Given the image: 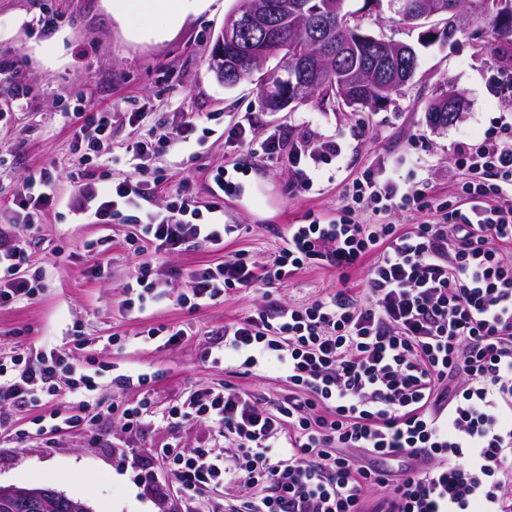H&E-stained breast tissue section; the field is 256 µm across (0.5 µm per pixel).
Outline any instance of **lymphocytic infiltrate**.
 <instances>
[{
    "instance_id": "lymphocytic-infiltrate-1",
    "label": "lymphocytic infiltrate",
    "mask_w": 512,
    "mask_h": 512,
    "mask_svg": "<svg viewBox=\"0 0 512 512\" xmlns=\"http://www.w3.org/2000/svg\"><path fill=\"white\" fill-rule=\"evenodd\" d=\"M77 210L94 206L108 224L130 209L144 243L167 252L217 247L235 233L217 206L185 195L161 219L139 223L133 211L148 192L144 157L169 150L196 131L185 122L169 143L140 137L130 148L131 177L99 188L85 166L112 161L108 113L79 112ZM475 173L464 185L470 207L442 224H370L358 212L408 211L420 197L413 186L366 172L352 182L339 218L289 225L271 265L242 256L202 264L188 275L192 308L231 288L269 292L309 264L336 270L340 279L366 268L362 293L341 288L302 308L270 303L258 315L226 324L213 362L254 369L273 365L297 393L265 406L226 386H206L161 414L166 428L208 423L225 447L186 451L164 445L157 459L183 512H199L209 491L221 493L223 512H512V264L500 249L512 245V205H497L512 188V121L500 122L478 143L459 150ZM56 174H28L12 203L25 214L61 205ZM22 224L0 226V306L33 298L27 275L30 242ZM68 375L70 402L54 411L35 436L74 428L97 429L92 411L97 374L49 350L35 358L0 361V401L37 406L59 393ZM421 457L418 465L379 468L374 461Z\"/></svg>"
}]
</instances>
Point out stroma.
I'll use <instances>...</instances> for the list:
<instances>
[{
  "mask_svg": "<svg viewBox=\"0 0 512 512\" xmlns=\"http://www.w3.org/2000/svg\"><path fill=\"white\" fill-rule=\"evenodd\" d=\"M236 4L212 0L204 11H188L171 29L160 16L120 22L104 0H0V52L16 62L0 73V112L8 115L0 123V224L17 219L10 202L29 172L59 173L62 196L75 194L67 174L76 126L63 115L79 110L111 115L110 183L129 177L125 148L135 134L157 139L188 119L206 130L204 146L190 143L146 158L147 169L161 174L162 189L142 202L143 210L160 211L185 188L211 200V176L220 167L241 188L219 200L225 223L237 230L218 248L191 246L164 254L149 246L135 255L127 242L138 236L136 225L119 219L99 224L63 206L37 219L29 269L41 276L43 286L37 299L0 308V358L19 349L61 347L77 360L95 362L101 373L94 397L108 418L98 434L75 429L49 444L0 434L1 486L51 487L85 502L91 512H178L174 489L156 487L144 464L167 443L190 450L211 442V429L192 423L173 432L157 422L136 434L123 432L110 411L123 408L137 392L113 384V375H155L149 396L157 412L203 385L225 383L269 405L293 391L274 369L231 374L211 363L206 353L217 332L257 315L265 301L259 291L233 288L191 309L182 303L190 270L239 254L258 266L268 263L288 225L335 218L346 203L348 186L367 170L406 180L422 198L418 209L381 212L373 222L438 223L445 212L467 206L459 147L483 139L497 121L512 118V42L498 38L494 11L452 42L424 45L421 28L403 23L390 0H348L346 11L364 31L415 48L413 79L371 109L313 98L270 112L261 93L266 70L228 88L209 69L216 37ZM44 7L60 19L47 32L36 24ZM20 85L30 89L21 101L14 96ZM451 90L462 94L465 110L453 124L433 126L426 108ZM244 118L251 125L250 142L222 137V130ZM274 137L279 149L262 151L261 143ZM330 140L339 144L341 156L320 165L313 187L301 185L289 162L291 150ZM145 263L169 286L145 310L125 309L122 287ZM94 267L103 268L101 278L91 276ZM340 285L334 270L311 265L288 278L272 297L302 307ZM159 324L187 334L174 346L145 339L144 330Z\"/></svg>",
  "mask_w": 512,
  "mask_h": 512,
  "instance_id": "1",
  "label": "stroma"
}]
</instances>
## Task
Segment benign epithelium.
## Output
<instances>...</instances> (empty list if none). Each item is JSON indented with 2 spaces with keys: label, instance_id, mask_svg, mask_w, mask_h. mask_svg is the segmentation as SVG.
I'll use <instances>...</instances> for the list:
<instances>
[{
  "label": "benign epithelium",
  "instance_id": "7a95c632",
  "mask_svg": "<svg viewBox=\"0 0 512 512\" xmlns=\"http://www.w3.org/2000/svg\"><path fill=\"white\" fill-rule=\"evenodd\" d=\"M397 7L399 13L413 14L419 20L426 16H446L456 28L462 29L469 24L468 16L475 9V4L470 0H424L422 3L397 0ZM340 11L339 0H326L322 9L303 12V31L315 52L301 62L302 77L290 78L279 89L266 94L265 104L270 110L279 111L295 101L307 100L313 96L323 66L322 52L328 44L326 34L334 20L340 18ZM277 40L278 28L274 15L260 0H251L249 5L228 15L224 30L218 38V48H234L246 43L250 47L251 62L260 66L266 62L267 51ZM387 49L398 65L387 72L386 78L403 86L412 74L402 63L409 54V49L406 45L393 41L387 43Z\"/></svg>",
  "mask_w": 512,
  "mask_h": 512
}]
</instances>
